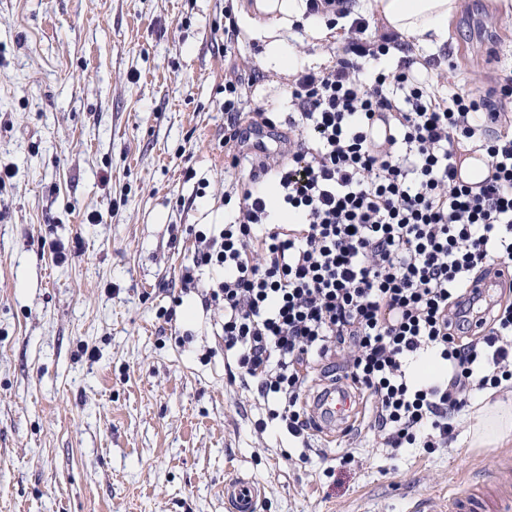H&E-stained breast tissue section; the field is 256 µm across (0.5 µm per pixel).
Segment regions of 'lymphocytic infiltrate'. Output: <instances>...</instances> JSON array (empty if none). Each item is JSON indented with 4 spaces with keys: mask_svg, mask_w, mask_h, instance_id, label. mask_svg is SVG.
<instances>
[{
    "mask_svg": "<svg viewBox=\"0 0 512 512\" xmlns=\"http://www.w3.org/2000/svg\"><path fill=\"white\" fill-rule=\"evenodd\" d=\"M367 27L355 18L335 66L293 80L288 157L259 171L299 223L275 222L262 191L244 189L182 279L223 269L208 294L224 306V353L291 436L310 429L308 369L333 359L370 400L382 447L436 448L475 392L512 381V304L470 290L512 263V133L495 107L512 76L492 101L463 87L433 97L406 58L365 82L362 59L397 40H365ZM473 152L493 171L477 191L458 179ZM425 355L446 362V379L412 378Z\"/></svg>",
    "mask_w": 512,
    "mask_h": 512,
    "instance_id": "1",
    "label": "lymphocytic infiltrate"
}]
</instances>
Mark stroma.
Wrapping results in <instances>:
<instances>
[{
	"instance_id": "1",
	"label": "stroma",
	"mask_w": 512,
	"mask_h": 512,
	"mask_svg": "<svg viewBox=\"0 0 512 512\" xmlns=\"http://www.w3.org/2000/svg\"><path fill=\"white\" fill-rule=\"evenodd\" d=\"M227 0H0V512H225L252 478L260 512H446L495 469L462 416L439 448L373 445L366 419L308 461L255 388L230 378L212 270L182 283L198 232L247 173L225 142L224 81L288 133L291 75L261 63ZM499 62L484 63L488 41ZM439 90L492 95L512 14L465 0ZM260 486L250 478L235 475L224 482L226 512H258L263 497Z\"/></svg>"
}]
</instances>
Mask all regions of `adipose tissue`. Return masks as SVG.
I'll use <instances>...</instances> for the list:
<instances>
[{
	"mask_svg": "<svg viewBox=\"0 0 512 512\" xmlns=\"http://www.w3.org/2000/svg\"><path fill=\"white\" fill-rule=\"evenodd\" d=\"M360 8L383 31L414 41L416 48L436 53L448 42V26L459 12L461 0H358ZM235 7L265 39L264 64L282 72L292 71L297 53L282 31L287 25L302 24L306 35L328 43L336 39L337 28L326 17H307L303 0H235ZM477 422L470 436L475 447L512 443V400L494 398L485 391L475 405Z\"/></svg>",
	"mask_w": 512,
	"mask_h": 512,
	"instance_id": "obj_1",
	"label": "adipose tissue"
}]
</instances>
